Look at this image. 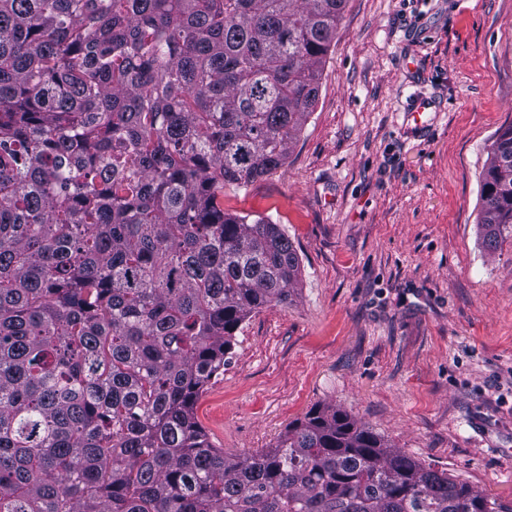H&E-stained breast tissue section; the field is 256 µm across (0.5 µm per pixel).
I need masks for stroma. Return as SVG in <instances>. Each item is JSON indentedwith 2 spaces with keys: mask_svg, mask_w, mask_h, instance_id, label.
Instances as JSON below:
<instances>
[{
  "mask_svg": "<svg viewBox=\"0 0 512 512\" xmlns=\"http://www.w3.org/2000/svg\"><path fill=\"white\" fill-rule=\"evenodd\" d=\"M510 124L512 0H346L286 163L224 190L281 224L301 274L201 394L213 447H274L333 404L512 512V238L491 253L477 227Z\"/></svg>",
  "mask_w": 512,
  "mask_h": 512,
  "instance_id": "35a3bbf8",
  "label": "stroma"
}]
</instances>
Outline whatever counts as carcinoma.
Returning <instances> with one entry per match:
<instances>
[{
    "mask_svg": "<svg viewBox=\"0 0 512 512\" xmlns=\"http://www.w3.org/2000/svg\"><path fill=\"white\" fill-rule=\"evenodd\" d=\"M346 0H0V512H502L336 407L274 447L195 416L300 276L224 188L281 168ZM478 227L512 237V124Z\"/></svg>",
    "mask_w": 512,
    "mask_h": 512,
    "instance_id": "cac0c4a2",
    "label": "carcinoma"
}]
</instances>
